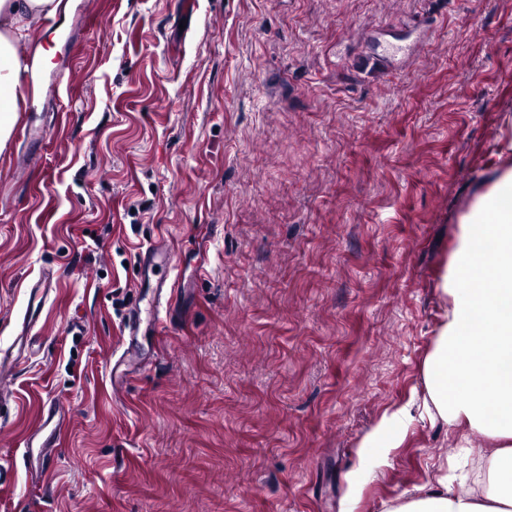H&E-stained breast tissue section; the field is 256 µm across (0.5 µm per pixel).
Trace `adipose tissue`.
Instances as JSON below:
<instances>
[{
    "instance_id": "obj_1",
    "label": "adipose tissue",
    "mask_w": 512,
    "mask_h": 512,
    "mask_svg": "<svg viewBox=\"0 0 512 512\" xmlns=\"http://www.w3.org/2000/svg\"><path fill=\"white\" fill-rule=\"evenodd\" d=\"M62 0H0V149L26 105L20 88L48 60L21 54L27 16H54ZM441 316L424 360L425 392L383 416L361 441L384 447L415 420L461 433L464 452L485 459L477 483L441 477L389 512H512V164L493 169L458 224L438 286Z\"/></svg>"
}]
</instances>
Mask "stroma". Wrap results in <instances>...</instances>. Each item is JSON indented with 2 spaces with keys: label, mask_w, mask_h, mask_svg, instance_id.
Listing matches in <instances>:
<instances>
[{
  "label": "stroma",
  "mask_w": 512,
  "mask_h": 512,
  "mask_svg": "<svg viewBox=\"0 0 512 512\" xmlns=\"http://www.w3.org/2000/svg\"><path fill=\"white\" fill-rule=\"evenodd\" d=\"M63 0L0 151V512H385L471 470L415 422L438 281L512 115V0ZM179 281L120 384L139 259ZM55 454L25 455L44 405ZM168 254L167 246L164 240L159 239L158 241L150 244L145 252L142 254V262L140 265V279L149 278L150 274H153V268L158 258H165ZM56 279L54 272L45 271L28 287L23 326L12 344L6 349H0V376L15 371L20 364L27 361L24 354L25 349L37 339V336H33L32 331L48 301L53 285L56 284Z\"/></svg>",
  "instance_id": "1"
}]
</instances>
